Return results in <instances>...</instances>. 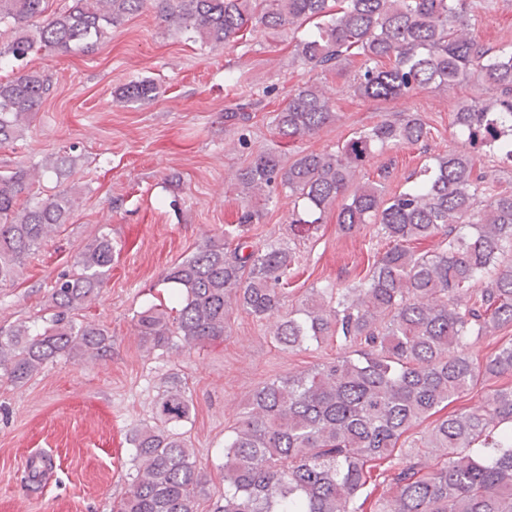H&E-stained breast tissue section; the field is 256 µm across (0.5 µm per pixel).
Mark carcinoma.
<instances>
[{"label": "carcinoma", "mask_w": 512, "mask_h": 512, "mask_svg": "<svg viewBox=\"0 0 512 512\" xmlns=\"http://www.w3.org/2000/svg\"><path fill=\"white\" fill-rule=\"evenodd\" d=\"M47 0H0V26L11 31L0 61L24 62L38 49L85 51L148 0H67L43 17ZM169 29L201 43L230 44L249 27L313 24L295 45L312 70L339 71L359 58L350 84L362 99L395 101L419 89L482 88L454 114L471 149L429 157L394 193L363 173L391 146L431 135L416 112L353 132L335 152H301L282 165L259 153L238 175L246 202L224 242L212 239L174 264L163 281L178 308L153 304L135 315L141 346L186 348L224 340L240 308L271 320L283 349L336 339V358L277 377L255 389L224 440V495L214 512H512V386L477 407L435 420L424 450L398 453L401 437L482 381L512 373V338L482 357L467 341L512 327V194L496 193L476 169L473 151L512 164V41L486 48L472 22L497 0H153ZM50 93L40 71L25 66L0 80V148L23 136ZM150 80L128 83L119 103L155 98ZM341 119L319 86L288 94L273 119L294 143ZM36 170L0 174V283L69 219L72 194L20 205ZM275 186L303 201L290 224L310 233L336 208L340 231L375 224L387 249L354 285L313 288L280 315L295 264L290 248H251L236 229L259 221L252 199ZM441 238L435 251L412 244ZM112 239L79 252L80 271L51 286L49 316L38 331L24 322L0 336V376L22 385L58 359L96 360L112 346L100 325L78 319L112 269ZM191 399L176 378L158 398L153 421L129 436L130 488L118 512H198L209 479L178 428Z\"/></svg>", "instance_id": "cac0c4a2"}]
</instances>
